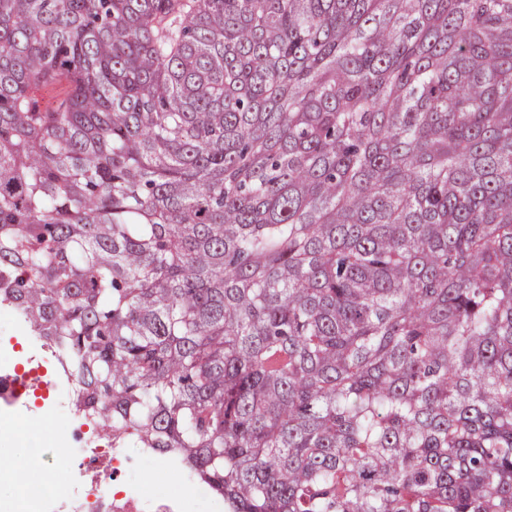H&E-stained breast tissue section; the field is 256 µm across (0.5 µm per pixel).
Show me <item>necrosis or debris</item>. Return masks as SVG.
<instances>
[{
    "mask_svg": "<svg viewBox=\"0 0 512 512\" xmlns=\"http://www.w3.org/2000/svg\"><path fill=\"white\" fill-rule=\"evenodd\" d=\"M43 370L42 363L31 359L0 357V416L28 420L33 379ZM63 436L72 445L74 476L59 489H34L27 512H180L177 498L148 497L129 488V478L141 468V455L91 437L82 418L68 422Z\"/></svg>",
    "mask_w": 512,
    "mask_h": 512,
    "instance_id": "1",
    "label": "necrosis or debris"
}]
</instances>
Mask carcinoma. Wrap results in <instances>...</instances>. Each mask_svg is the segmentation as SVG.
Wrapping results in <instances>:
<instances>
[{"label": "carcinoma", "instance_id": "1", "mask_svg": "<svg viewBox=\"0 0 512 512\" xmlns=\"http://www.w3.org/2000/svg\"><path fill=\"white\" fill-rule=\"evenodd\" d=\"M2 309L224 512H512V0H0Z\"/></svg>", "mask_w": 512, "mask_h": 512}]
</instances>
